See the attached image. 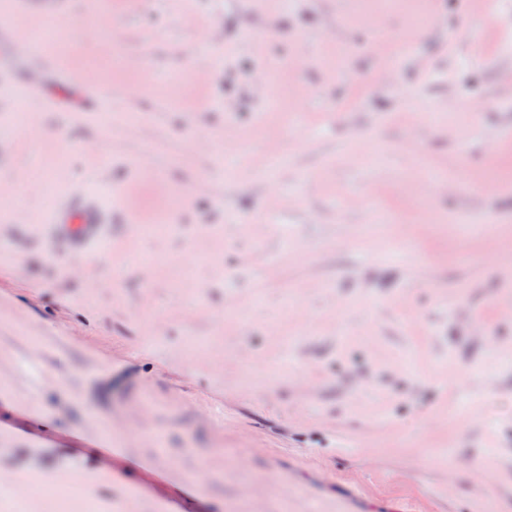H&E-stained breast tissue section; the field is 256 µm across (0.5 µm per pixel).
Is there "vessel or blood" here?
I'll return each mask as SVG.
<instances>
[{"label": "vessel or blood", "mask_w": 512, "mask_h": 512, "mask_svg": "<svg viewBox=\"0 0 512 512\" xmlns=\"http://www.w3.org/2000/svg\"><path fill=\"white\" fill-rule=\"evenodd\" d=\"M17 55L26 57L31 67V86L40 91L47 74L40 59L30 55L25 39H17L14 44ZM106 209L94 196L84 195L55 208L48 217L59 239L65 240L82 251L104 250L107 227Z\"/></svg>", "instance_id": "b4317fda"}]
</instances>
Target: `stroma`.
<instances>
[{
	"label": "stroma",
	"instance_id": "35a3bbf8",
	"mask_svg": "<svg viewBox=\"0 0 512 512\" xmlns=\"http://www.w3.org/2000/svg\"><path fill=\"white\" fill-rule=\"evenodd\" d=\"M112 6L0 0V512H512V0ZM68 45L67 34L58 24H49L43 27L36 34L28 38V45L25 39L19 38L16 40L14 51L29 62L32 77L31 86L35 93H39L41 87L46 82L47 74L42 61L33 55H41L52 50L62 52L67 49ZM104 205L92 195H84L55 208L48 217L57 237L81 251L106 246L107 223Z\"/></svg>",
	"mask_w": 512,
	"mask_h": 512
}]
</instances>
